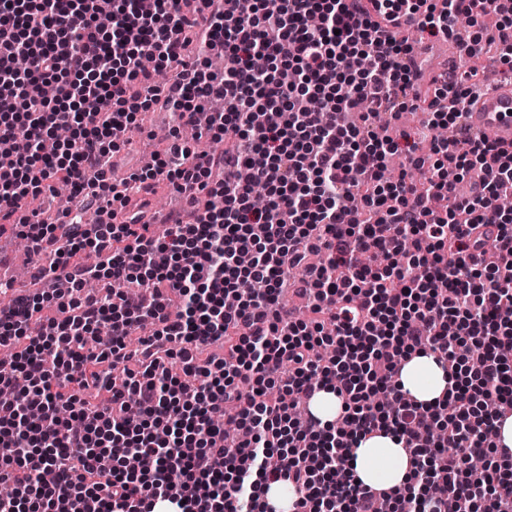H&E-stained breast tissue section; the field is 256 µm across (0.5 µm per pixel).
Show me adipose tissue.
Listing matches in <instances>:
<instances>
[{"mask_svg": "<svg viewBox=\"0 0 512 512\" xmlns=\"http://www.w3.org/2000/svg\"><path fill=\"white\" fill-rule=\"evenodd\" d=\"M400 381L409 397L423 405L432 404L447 386L442 368L429 355H413L404 365ZM353 455L354 472L367 486L401 487L410 476L409 458L390 435L381 433L359 440Z\"/></svg>", "mask_w": 512, "mask_h": 512, "instance_id": "1", "label": "adipose tissue"}]
</instances>
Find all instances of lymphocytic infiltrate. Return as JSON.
<instances>
[{"label": "lymphocytic infiltrate", "mask_w": 512, "mask_h": 512, "mask_svg": "<svg viewBox=\"0 0 512 512\" xmlns=\"http://www.w3.org/2000/svg\"><path fill=\"white\" fill-rule=\"evenodd\" d=\"M373 2L432 37L451 36L461 15L495 27L466 45V70L435 73L362 0H254L244 14L224 0H153L147 12L138 0H0V237L49 259L33 265L30 291L0 281V344L15 350L0 373V483L13 489L0 512H277L260 492L279 482L297 491L290 512L397 499L413 512H443L448 499L457 512H512L495 442L512 406L501 353L512 229L489 205L512 193V144L465 126L485 72L512 67V7ZM219 49L223 70L200 69ZM146 53L172 79L157 84ZM154 107L175 122L163 159L113 179V130ZM408 110L447 127L430 153L377 137L376 118ZM185 126L235 138L197 154ZM61 127L69 139L40 151ZM399 153L423 183L383 179ZM61 182L79 209L54 224L33 202ZM163 182L217 203L169 216L160 241L145 217ZM102 204L111 222L85 225L81 207ZM287 287L307 296L311 319L285 313ZM51 306L58 316H44ZM103 330L108 345L91 347ZM218 341L223 356L208 354ZM415 353L448 377L429 406L399 382ZM321 390L339 399L344 430L295 419ZM377 432L410 450L404 492L373 491L353 472L356 440ZM476 457L484 469L471 470Z\"/></svg>", "instance_id": "1"}]
</instances>
